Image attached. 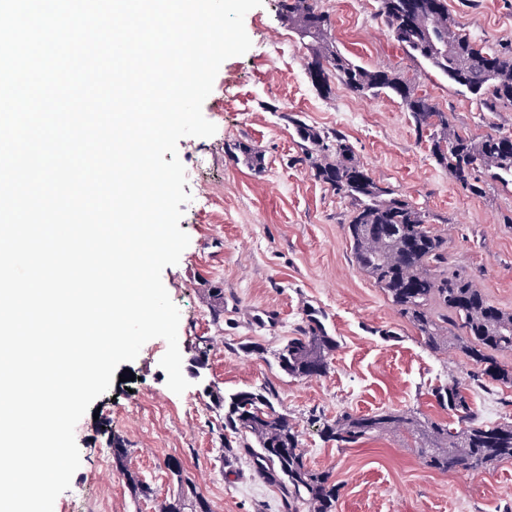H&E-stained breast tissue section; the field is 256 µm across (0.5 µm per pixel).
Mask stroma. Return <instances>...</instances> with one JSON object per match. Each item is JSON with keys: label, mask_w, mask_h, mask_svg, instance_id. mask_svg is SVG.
Here are the masks:
<instances>
[{"label": "stroma", "mask_w": 512, "mask_h": 512, "mask_svg": "<svg viewBox=\"0 0 512 512\" xmlns=\"http://www.w3.org/2000/svg\"><path fill=\"white\" fill-rule=\"evenodd\" d=\"M332 18L330 37L368 68L401 71L446 112L455 130L475 136L512 133V109L483 112L476 96L448 83L410 58L377 16L376 0H321ZM458 26L489 47L512 43V0H448ZM244 25L250 50L223 62L203 114L217 131L179 140L185 170L199 156L210 165L211 195L196 200L198 184L183 187L191 199L179 223L190 244L162 281L180 310L179 348L192 357L208 340V366L182 394L167 386L160 360L163 339L146 342L127 362L134 381H112L95 399L99 415L85 414L75 427L80 466L54 512H158L164 499L195 486L212 512H307L270 483L249 452L225 456L230 433L205 391L273 389L275 406L295 423L308 467L330 473L339 487L336 512H512V461L477 472L442 474L427 467L414 438L392 430L356 444L326 441L324 425L350 413L386 408L411 410L455 422L432 390L450 379L466 380L470 364L455 350L435 353L361 273L344 226L350 207L310 171L292 164L298 152L290 117L341 131L371 176L416 202L448 245L451 272L474 276L486 296L512 311V186L485 196L465 191L431 159L398 100L359 98L340 83L330 93L311 82L308 52L279 16V0H263ZM261 151L264 171L234 159L235 143ZM224 289V322L214 325L203 298L205 283ZM280 313L275 324L264 308ZM321 310L338 348L325 376L300 380L282 372L275 351L292 336L306 310ZM471 406L481 420L512 423V388H473ZM196 412H187V404ZM128 450L127 467L149 483L152 494L134 498L111 458V438ZM178 462L181 475L169 464Z\"/></svg>", "instance_id": "35a3bbf8"}]
</instances>
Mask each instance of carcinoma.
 I'll use <instances>...</instances> for the list:
<instances>
[{"label": "carcinoma", "instance_id": "carcinoma-1", "mask_svg": "<svg viewBox=\"0 0 512 512\" xmlns=\"http://www.w3.org/2000/svg\"><path fill=\"white\" fill-rule=\"evenodd\" d=\"M282 20L308 52L307 72L319 89H330L334 77L360 98L389 94L408 112L416 133L427 138L435 164L472 195L482 196L495 184L512 185V136L474 137L450 128L448 115L415 84L396 70L369 69L353 61L329 40L332 20L317 0H282ZM378 17L393 40L412 58H420L448 81L475 95L483 111L512 107V48L494 49L459 28L446 0H378ZM300 152L293 163L337 196L348 200L345 225L357 268L381 288L399 314L418 331L433 352L450 347L475 366L470 380L512 387V367L497 355L512 353V312L496 306L467 275L448 272L446 240L429 227V214L413 201L375 180L357 160L353 147L338 130L310 126L294 119ZM246 165L261 172L264 156L245 144L235 145ZM214 324L224 323V289L205 291ZM337 348L319 311L313 309L279 349L280 369L295 379L321 377ZM457 379L435 390L438 405L454 412L457 426L423 420L416 413L388 409L368 415L343 414L323 427L328 441L358 443L391 428L406 426L422 436L421 456L443 473L477 471L512 460V424H487L479 419ZM212 404L224 411V428L242 437L240 447L252 448L264 477L283 484L288 497L308 504L310 512H333L338 487L327 473L310 470L304 461L296 425L279 412L275 393L264 388L226 393L213 389ZM112 465L127 480L134 498L152 489L126 465L128 449L114 438ZM166 499L158 512H211L198 492Z\"/></svg>", "mask_w": 512, "mask_h": 512}]
</instances>
